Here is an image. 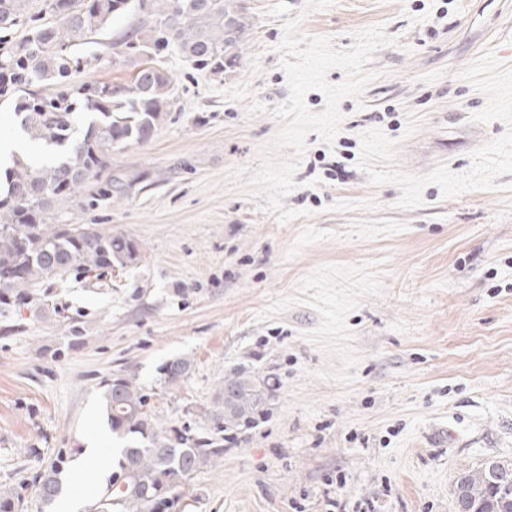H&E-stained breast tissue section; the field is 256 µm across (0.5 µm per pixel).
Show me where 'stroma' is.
Segmentation results:
<instances>
[{
    "mask_svg": "<svg viewBox=\"0 0 512 512\" xmlns=\"http://www.w3.org/2000/svg\"><path fill=\"white\" fill-rule=\"evenodd\" d=\"M275 2L244 0L232 71L157 56L177 100L147 142L113 152L103 177L127 194L103 201L92 183L55 208L57 223L124 232L141 262L108 288L54 279L61 316L0 310V488L18 512H43L34 476L85 441L118 460L102 409L116 375L194 430L225 374L275 387L173 512H455L461 473L512 464V0H338L304 17L302 34L338 48L376 24L402 46L375 53L383 76L364 108L342 101L333 144L308 135L284 204L311 216L290 223L227 177L257 168L278 121L212 93L248 80L267 106L287 99ZM151 20L114 19L71 83L129 80L141 59L118 44ZM175 357L190 373L161 384Z\"/></svg>",
    "mask_w": 512,
    "mask_h": 512,
    "instance_id": "1",
    "label": "stroma"
}]
</instances>
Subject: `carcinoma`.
Returning <instances> with one entry per match:
<instances>
[{
  "mask_svg": "<svg viewBox=\"0 0 512 512\" xmlns=\"http://www.w3.org/2000/svg\"><path fill=\"white\" fill-rule=\"evenodd\" d=\"M29 0H0V32L26 22ZM50 0L56 22L33 25L14 51L0 56V74L19 78L13 87L15 115L29 140L56 150L40 166L15 154L0 170V305L11 300L48 305L41 288L71 270L101 280L115 268L137 265L141 248L131 237L99 224L54 223L52 208L76 202L81 190L108 168L112 151L142 143L166 120L177 97L173 78L152 62L174 45L196 69L216 75L241 63L240 46L248 30L239 0ZM150 5L153 24L120 43L123 56L146 57L129 81H86L57 95H42L34 85L68 76L72 50L88 43L116 17L134 6ZM191 361L177 357L159 367L160 380L174 384L188 375ZM272 388L245 371L224 376L205 408L201 432L164 423L133 377L106 383L103 410L112 433L133 438L121 449L118 474L103 486L94 512H167L178 490L194 474L224 458V433L253 424L267 411ZM494 461L459 477L455 495L474 512H512V478L490 472ZM63 459L41 473L39 494L51 505L61 489Z\"/></svg>",
  "mask_w": 512,
  "mask_h": 512,
  "instance_id": "obj_1",
  "label": "carcinoma"
}]
</instances>
